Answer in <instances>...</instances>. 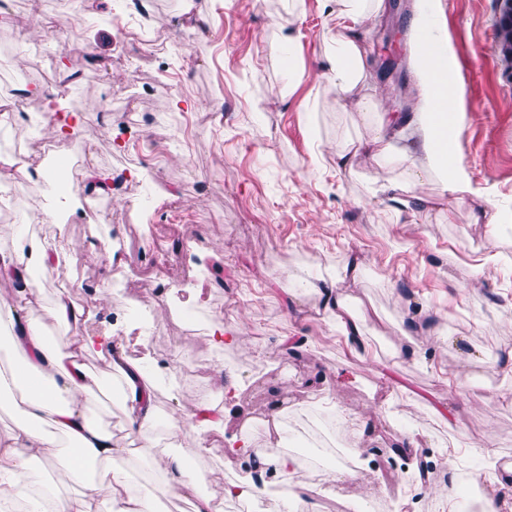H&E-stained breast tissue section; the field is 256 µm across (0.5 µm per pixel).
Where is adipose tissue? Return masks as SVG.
<instances>
[{
  "mask_svg": "<svg viewBox=\"0 0 512 512\" xmlns=\"http://www.w3.org/2000/svg\"><path fill=\"white\" fill-rule=\"evenodd\" d=\"M325 3L334 25L323 42L315 99L335 102L340 110L353 106L370 128L367 138L337 143V168L352 170L365 156L390 172L382 190L392 219L412 213L428 224L445 216L442 205L415 192L422 180L433 178L450 199L474 197L475 223H500L499 208L479 195L458 160L457 129L446 120L459 112V85L448 78L454 60L447 40L425 36L437 0H423L411 21L415 40L428 42L429 50L414 59L419 99L409 115L386 110L366 65L360 30L379 14L382 0ZM67 258L57 239L30 245L20 226L0 240V281L18 286L14 298L0 300V326L9 329L13 363L9 377L0 378V393L14 415L12 426L0 434V499L21 501L22 512H159V503L173 496L190 512H213V496L199 491L206 476L192 466L201 443L177 419L219 423L223 410L204 400L184 407L181 416L160 420L154 377L123 355L111 331L88 332L89 316L70 289H59L47 306L29 288L32 270L60 276ZM338 282L335 276L322 279V309L339 335L354 340L361 327ZM39 310L67 328L66 341L46 336L35 317ZM92 357L98 367L89 365ZM108 384L120 393L121 417L115 424L89 414Z\"/></svg>",
  "mask_w": 512,
  "mask_h": 512,
  "instance_id": "adipose-tissue-1",
  "label": "adipose tissue"
}]
</instances>
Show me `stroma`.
<instances>
[{"mask_svg": "<svg viewBox=\"0 0 512 512\" xmlns=\"http://www.w3.org/2000/svg\"><path fill=\"white\" fill-rule=\"evenodd\" d=\"M139 1L153 18L151 45L133 33L118 39L105 24L116 0H80L75 21L70 0H0V106L13 107L21 88L34 112L61 102L81 117L68 206L44 182L0 183V208L13 215L0 233L54 211L79 259L76 275L97 266L84 255L92 235L125 226L124 277L113 282L107 271L103 280L124 305L152 300V343L127 341L123 351L154 373L188 334L182 308L223 307L242 338L225 346L223 368L210 365L213 348L197 331L196 373L157 396L168 413L223 385L224 425L203 435L199 458L212 482L245 479L249 459L238 447L262 445L276 422L298 477L323 472L311 487L321 512H442L436 474L419 480L415 459L390 451L412 431L419 452L449 460L456 482L477 468L494 485L504 470L489 469L473 442L491 438L495 459L512 458V62L496 38L497 0H441L436 20L464 90L458 154L500 208L494 226L472 223L467 200L454 204L449 224L411 213L396 222L385 197L371 193L386 172L366 163L340 171L328 157L311 166L313 139L367 133L358 113L314 103L312 74L333 25L323 0H304L293 22L288 0ZM416 7L383 0L364 33L369 69L396 112L417 109ZM287 22L304 74L285 95L292 61L279 59L276 31ZM389 54L404 83L383 72ZM108 94L121 109L101 123L87 109ZM92 170L139 182L149 203L119 189L87 194ZM157 255L167 256L173 287L154 300L147 262ZM353 261L361 276L339 288L366 320L364 354L329 326L314 290L325 270ZM411 335L420 355L393 364ZM343 413L354 425L336 424Z\"/></svg>", "mask_w": 512, "mask_h": 512, "instance_id": "obj_1", "label": "stroma"}]
</instances>
